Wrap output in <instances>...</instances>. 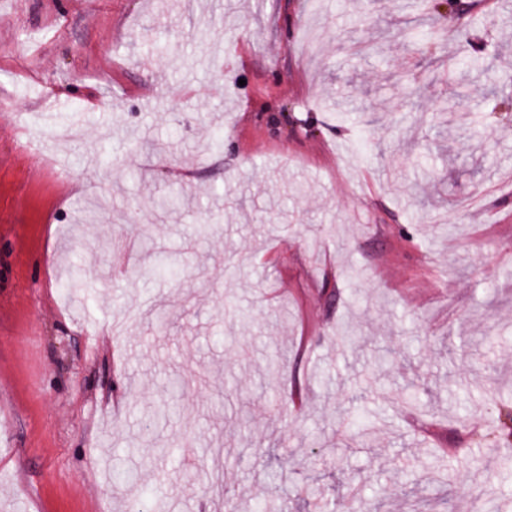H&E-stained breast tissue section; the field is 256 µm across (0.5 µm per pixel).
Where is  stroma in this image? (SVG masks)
<instances>
[{
  "mask_svg": "<svg viewBox=\"0 0 512 512\" xmlns=\"http://www.w3.org/2000/svg\"><path fill=\"white\" fill-rule=\"evenodd\" d=\"M462 2L0 0V512L512 503V0Z\"/></svg>",
  "mask_w": 512,
  "mask_h": 512,
  "instance_id": "stroma-1",
  "label": "stroma"
}]
</instances>
